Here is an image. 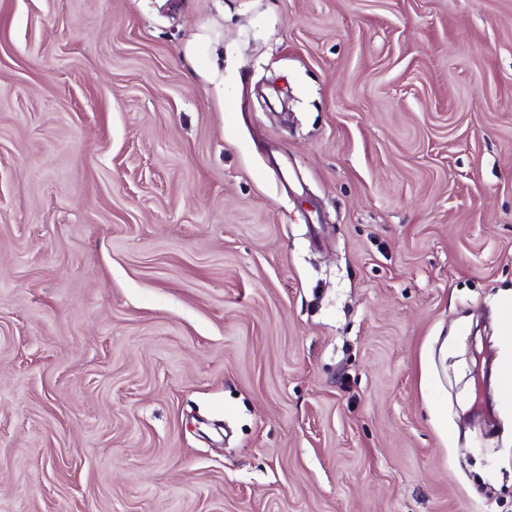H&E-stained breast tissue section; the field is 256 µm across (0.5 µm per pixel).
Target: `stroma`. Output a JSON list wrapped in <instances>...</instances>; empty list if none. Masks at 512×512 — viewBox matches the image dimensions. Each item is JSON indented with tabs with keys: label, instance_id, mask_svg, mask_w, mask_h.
Wrapping results in <instances>:
<instances>
[{
	"label": "stroma",
	"instance_id": "stroma-1",
	"mask_svg": "<svg viewBox=\"0 0 512 512\" xmlns=\"http://www.w3.org/2000/svg\"><path fill=\"white\" fill-rule=\"evenodd\" d=\"M512 0H0V512H512Z\"/></svg>",
	"mask_w": 512,
	"mask_h": 512
}]
</instances>
